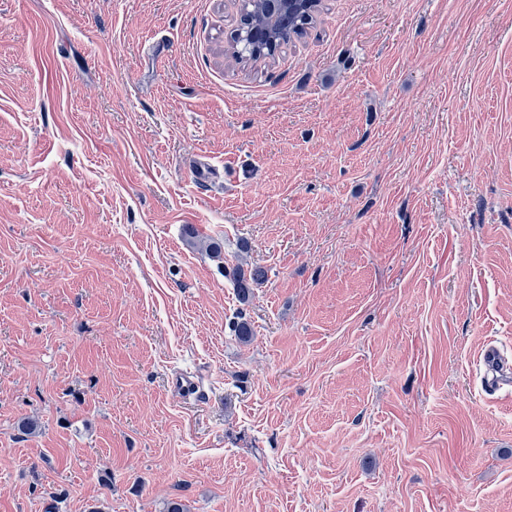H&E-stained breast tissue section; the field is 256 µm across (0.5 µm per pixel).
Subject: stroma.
Wrapping results in <instances>:
<instances>
[{
	"label": "stroma",
	"instance_id": "stroma-1",
	"mask_svg": "<svg viewBox=\"0 0 512 512\" xmlns=\"http://www.w3.org/2000/svg\"><path fill=\"white\" fill-rule=\"evenodd\" d=\"M238 22L0 0V512H512V0ZM240 8V27L243 39L233 45L232 56L237 62H257L273 55L281 46L306 32L316 22L320 5H305L298 12L282 15L275 29L264 39H255L252 32L268 27V0H243ZM235 46V47H234ZM240 47V48H239ZM224 274L232 279L238 297L242 302L249 299L254 284H258L264 278V272L260 270L250 271L249 276H247L242 267L233 268L228 272L224 269ZM480 363L484 369L483 384L490 391H496L499 376L504 369V359L500 349L494 345H487L480 356Z\"/></svg>",
	"mask_w": 512,
	"mask_h": 512
}]
</instances>
